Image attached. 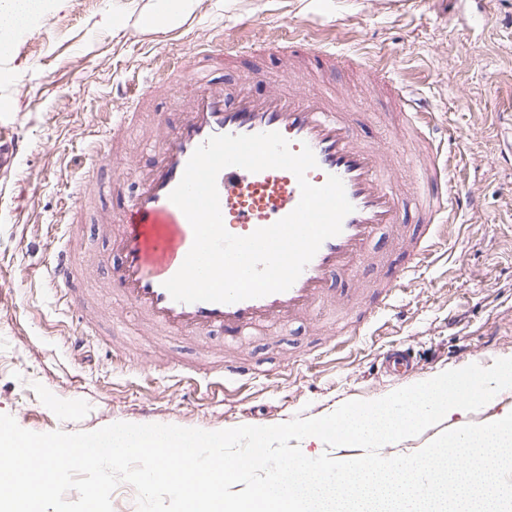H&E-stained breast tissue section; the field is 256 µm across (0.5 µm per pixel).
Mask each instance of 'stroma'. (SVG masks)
<instances>
[{
  "mask_svg": "<svg viewBox=\"0 0 512 512\" xmlns=\"http://www.w3.org/2000/svg\"><path fill=\"white\" fill-rule=\"evenodd\" d=\"M154 0H51L0 57V132L20 133L26 150L0 171V413L26 430L94 431L115 422L218 431L315 418L351 400H371L476 363L512 358V0H197L178 27L140 32L136 19ZM122 15L115 27L113 15ZM302 27L336 40L340 57L327 81L349 90L365 112L363 138L399 117L386 90L369 94L364 67L391 63L440 123L457 133V176L474 192L463 216L392 309L365 329L328 340L313 322L253 332L245 351L255 377L242 386L206 387L153 362L200 365L199 338L141 335L138 323L104 320L73 354L78 316L64 312L40 273L63 234L61 213L77 177L91 167L112 98L144 81L167 80L176 58L220 43L236 49L213 76L235 89L250 69L275 73L261 45ZM102 196L84 211L82 252L110 253L95 231ZM414 357L406 377L383 369L389 346Z\"/></svg>",
  "mask_w": 512,
  "mask_h": 512,
  "instance_id": "obj_1",
  "label": "stroma"
}]
</instances>
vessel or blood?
<instances>
[{
    "mask_svg": "<svg viewBox=\"0 0 512 512\" xmlns=\"http://www.w3.org/2000/svg\"><path fill=\"white\" fill-rule=\"evenodd\" d=\"M301 30H291L268 44L281 59L282 72L265 78L253 71L231 96L224 85L210 78L209 70L223 64L224 50L206 47L180 59L172 79L163 87L177 111L175 122H156L148 131L150 159L139 163L124 149L132 116V99L119 92L113 99L112 121L90 151L96 162L112 161L119 175L107 187L92 174L79 181L74 200L63 217L62 244L44 273L58 302L79 314L81 324L71 342L81 347L86 328L99 316L98 294L80 288L79 277H91L97 261H78L82 240L80 215L97 197L111 194L112 208L102 211L100 229L113 257L105 294H117L128 302L152 332L202 335L223 329L238 338L258 328L307 320L323 307L349 314L366 325L382 310L392 307L397 291L430 265L448 228L473 206V195L456 176L457 153L451 140L436 137L435 117L402 86L394 97L403 123L390 136L374 142L358 134V113L350 94L327 86L325 80L301 77L310 59L324 67L336 63L335 46L312 50L302 46ZM267 80L264 95H254L251 82ZM197 85L193 94L182 86ZM277 132L291 151L309 146L317 165L306 178L320 186L328 176H338L354 207L339 235L323 242L301 275L284 292L236 303L174 301L164 287L176 274L193 244V230L169 195L179 183L194 150L214 135H253ZM25 149L17 134L0 135V167L11 168ZM133 176L134 193L123 188L124 176ZM220 208L228 232L246 236L288 215L301 192L295 175L284 169L257 173L232 166L217 177ZM418 209L420 234L405 236L401 211L406 201ZM387 232L392 254H398L397 272L387 281L343 294L330 288V279L355 277L360 266L384 265L391 255L371 249L380 232ZM252 364L242 358L206 356L202 380L226 385L253 378Z\"/></svg>",
    "mask_w": 512,
    "mask_h": 512,
    "instance_id": "1",
    "label": "vessel or blood"
}]
</instances>
